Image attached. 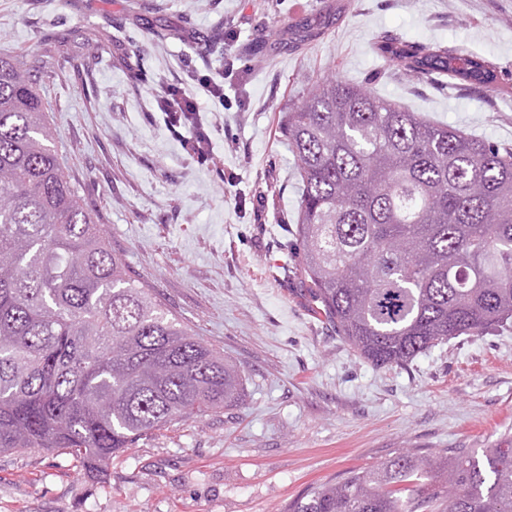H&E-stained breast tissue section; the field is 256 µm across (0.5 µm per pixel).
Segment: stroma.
Listing matches in <instances>:
<instances>
[{"label":"stroma","instance_id":"obj_1","mask_svg":"<svg viewBox=\"0 0 512 512\" xmlns=\"http://www.w3.org/2000/svg\"><path fill=\"white\" fill-rule=\"evenodd\" d=\"M329 6L319 40L270 47V28ZM228 25L246 62L230 72ZM382 33L479 53L497 88L410 77L377 54ZM49 47L66 65L47 73ZM194 53L223 73L230 109L184 80ZM0 55L35 74L66 174L110 247L245 389L238 406L113 456L98 479L59 449L0 454V512H287L352 468L512 439V323L378 368L275 270L301 195L278 132L289 106L342 80L512 148V0H0ZM175 82L217 128L215 165L191 159L157 107Z\"/></svg>","mask_w":512,"mask_h":512}]
</instances>
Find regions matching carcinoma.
Segmentation results:
<instances>
[{
	"instance_id": "obj_1",
	"label": "carcinoma",
	"mask_w": 512,
	"mask_h": 512,
	"mask_svg": "<svg viewBox=\"0 0 512 512\" xmlns=\"http://www.w3.org/2000/svg\"><path fill=\"white\" fill-rule=\"evenodd\" d=\"M331 16L284 32L293 50ZM407 74L499 80L465 49L382 36ZM302 182L294 277L316 317L376 367L512 320V149L342 81L288 108ZM35 78L0 56V453L58 448L89 477L173 423L234 407L237 367L199 341L106 243L53 146ZM288 512H512V444L406 452Z\"/></svg>"
}]
</instances>
